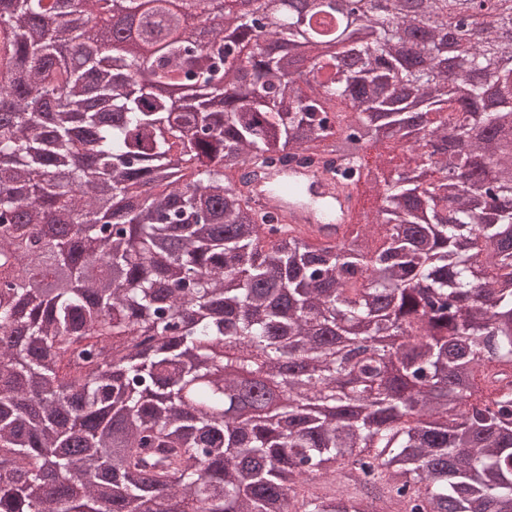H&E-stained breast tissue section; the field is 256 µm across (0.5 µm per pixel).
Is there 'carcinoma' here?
Segmentation results:
<instances>
[{"instance_id": "obj_1", "label": "carcinoma", "mask_w": 512, "mask_h": 512, "mask_svg": "<svg viewBox=\"0 0 512 512\" xmlns=\"http://www.w3.org/2000/svg\"><path fill=\"white\" fill-rule=\"evenodd\" d=\"M149 2L3 4L0 255L47 286L0 277V512H512V152L487 154L483 88L404 69L405 17L307 59L292 0L206 41L168 33L214 0ZM509 53L489 30L465 57L497 80ZM305 151L381 201L338 244L238 176ZM236 397L258 416L225 417Z\"/></svg>"}]
</instances>
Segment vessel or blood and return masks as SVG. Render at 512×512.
<instances>
[{
    "label": "vessel or blood",
    "instance_id": "vessel-or-blood-1",
    "mask_svg": "<svg viewBox=\"0 0 512 512\" xmlns=\"http://www.w3.org/2000/svg\"><path fill=\"white\" fill-rule=\"evenodd\" d=\"M256 205L285 214L290 226L316 243L342 241L355 194L329 175L301 167H278L250 178Z\"/></svg>",
    "mask_w": 512,
    "mask_h": 512
}]
</instances>
